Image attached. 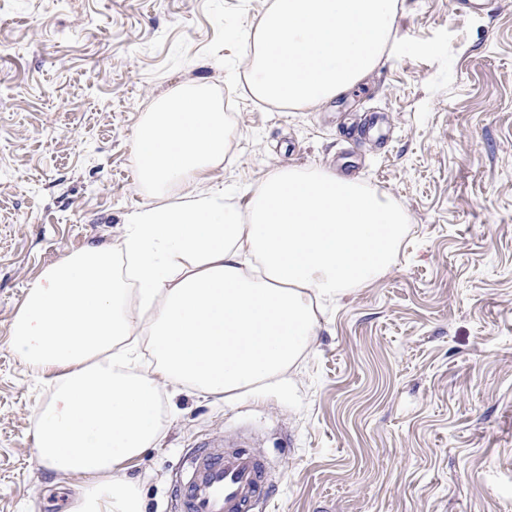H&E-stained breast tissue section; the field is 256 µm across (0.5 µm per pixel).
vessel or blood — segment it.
<instances>
[{
  "instance_id": "b4317fda",
  "label": "vessel or blood",
  "mask_w": 512,
  "mask_h": 512,
  "mask_svg": "<svg viewBox=\"0 0 512 512\" xmlns=\"http://www.w3.org/2000/svg\"><path fill=\"white\" fill-rule=\"evenodd\" d=\"M271 497L265 457L243 441L190 449L172 491L174 512H264Z\"/></svg>"
}]
</instances>
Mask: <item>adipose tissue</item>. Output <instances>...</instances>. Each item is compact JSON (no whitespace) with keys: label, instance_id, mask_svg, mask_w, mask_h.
I'll use <instances>...</instances> for the list:
<instances>
[{"label":"adipose tissue","instance_id":"1","mask_svg":"<svg viewBox=\"0 0 512 512\" xmlns=\"http://www.w3.org/2000/svg\"><path fill=\"white\" fill-rule=\"evenodd\" d=\"M396 7L271 0L247 54L252 93L284 109L343 94L378 66ZM228 137L206 84L155 100L135 135L153 204L127 216L119 248L92 242L48 266L12 321V352L53 382L35 447L74 490L71 512H143L119 471L159 441L161 386L232 399L276 379L316 336L323 302L396 261L404 210L334 172L274 169L244 213L234 193L196 188Z\"/></svg>","mask_w":512,"mask_h":512}]
</instances>
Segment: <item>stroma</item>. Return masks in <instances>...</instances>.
Wrapping results in <instances>:
<instances>
[{
    "instance_id": "stroma-1",
    "label": "stroma",
    "mask_w": 512,
    "mask_h": 512,
    "mask_svg": "<svg viewBox=\"0 0 512 512\" xmlns=\"http://www.w3.org/2000/svg\"><path fill=\"white\" fill-rule=\"evenodd\" d=\"M268 0H0V512H68L35 451L49 375L10 350L43 270L118 243L150 204L134 132L192 81L238 102L222 167L250 190L320 167L409 218L395 265L328 304L306 354L261 393L162 395V438L123 474L170 512L174 470L242 431L267 459L271 512H512V0H397L378 68L303 111L253 100L246 36Z\"/></svg>"
}]
</instances>
